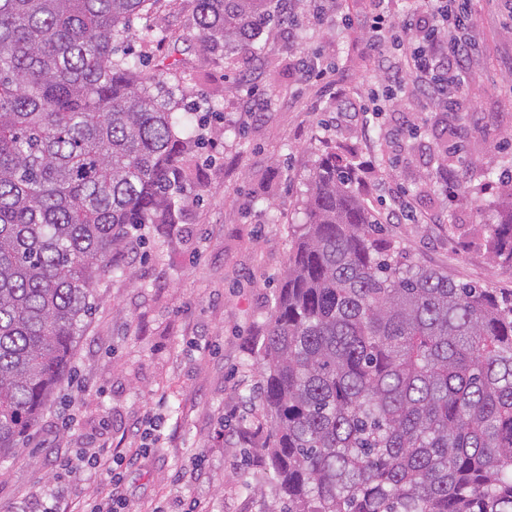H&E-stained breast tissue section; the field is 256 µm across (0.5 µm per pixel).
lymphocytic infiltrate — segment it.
<instances>
[{"instance_id": "obj_1", "label": "lymphocytic infiltrate", "mask_w": 512, "mask_h": 512, "mask_svg": "<svg viewBox=\"0 0 512 512\" xmlns=\"http://www.w3.org/2000/svg\"><path fill=\"white\" fill-rule=\"evenodd\" d=\"M383 2L371 0L366 29L377 49L374 64L387 88L396 91L410 85L413 96L432 101L440 111L456 117L466 103L463 86L474 55L471 0H410L407 12L395 23L387 22ZM387 44L399 51V58L384 52ZM152 433V425H138V447L112 459L111 490L93 512H124L122 467L151 451Z\"/></svg>"}]
</instances>
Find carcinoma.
I'll use <instances>...</instances> for the list:
<instances>
[{"label": "carcinoma", "instance_id": "cac0c4a2", "mask_svg": "<svg viewBox=\"0 0 512 512\" xmlns=\"http://www.w3.org/2000/svg\"><path fill=\"white\" fill-rule=\"evenodd\" d=\"M149 0H0V457L38 425L132 232L174 224L203 137L117 55ZM272 0H196L212 52L261 54ZM323 155L255 355L271 512H512V290L375 236ZM512 264V209L491 225Z\"/></svg>", "mask_w": 512, "mask_h": 512}]
</instances>
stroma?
<instances>
[{"mask_svg":"<svg viewBox=\"0 0 512 512\" xmlns=\"http://www.w3.org/2000/svg\"><path fill=\"white\" fill-rule=\"evenodd\" d=\"M282 8L294 21L261 57L204 50L195 0H153L131 19L125 48L181 109L206 118L210 144L176 229L146 227L136 261L96 289L67 379L39 427L0 459V512H54L64 499L89 512L106 474L87 469L74 480L57 458L122 451L150 415L159 446L126 470L125 512H184L192 501L198 512L276 507L262 449L268 417L248 400L259 379L251 347L268 327L321 153L358 164V195L409 261L512 289V267L492 262L488 231L512 190L484 179L512 172L503 143L512 133V20L501 0H472L476 49L458 128L467 153L450 192L433 178L443 112L407 87L384 111L358 110L384 83L365 29L369 0ZM304 60L321 79L301 78ZM402 192L411 215L395 223Z\"/></svg>","mask_w":512,"mask_h":512,"instance_id":"obj_1","label":"stroma"}]
</instances>
